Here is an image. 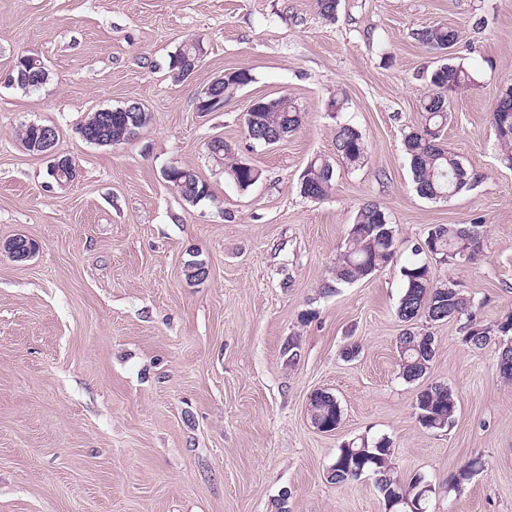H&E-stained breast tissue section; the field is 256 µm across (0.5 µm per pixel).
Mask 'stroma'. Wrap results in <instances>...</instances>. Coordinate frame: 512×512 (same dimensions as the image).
Returning <instances> with one entry per match:
<instances>
[{
    "instance_id": "stroma-1",
    "label": "stroma",
    "mask_w": 512,
    "mask_h": 512,
    "mask_svg": "<svg viewBox=\"0 0 512 512\" xmlns=\"http://www.w3.org/2000/svg\"><path fill=\"white\" fill-rule=\"evenodd\" d=\"M439 22L463 32L455 55L475 74L443 135L475 183L445 201L416 193L405 151L437 64L413 34ZM190 39L200 63L174 80L169 57ZM23 55L47 66L38 90L7 80ZM239 68L252 82L223 111L197 112L196 91ZM509 85L512 0H341L333 22L316 0H0V512H385L375 476L326 478L363 435L391 440L403 479L437 486L482 458L431 512H512V380L493 348L463 342L462 320L433 325L426 380L460 405L450 427L422 428L421 383L399 375L396 314L401 269L428 229L476 221L479 259L432 262L434 278L482 323L512 313V165L492 127ZM281 96L302 126L273 146L248 140L244 113ZM131 100L150 114L135 138L79 137L90 113ZM33 122L56 127L73 181L51 180L23 147ZM341 123L366 142L360 168L336 152ZM215 136L260 171L255 185L213 160ZM315 158L336 171L322 200L299 192ZM174 167L210 198L183 201L164 177ZM368 202L395 226L394 257L324 292ZM17 235L38 245L27 260L4 247ZM194 254L209 275L192 284ZM319 392L341 404L334 432L310 421Z\"/></svg>"
}]
</instances>
